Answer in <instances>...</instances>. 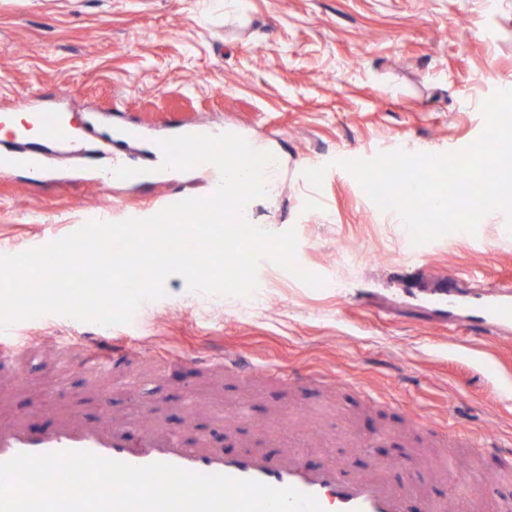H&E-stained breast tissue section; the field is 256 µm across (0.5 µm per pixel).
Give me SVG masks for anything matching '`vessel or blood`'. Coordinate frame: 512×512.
I'll return each mask as SVG.
<instances>
[{
	"label": "vessel or blood",
	"instance_id": "1",
	"mask_svg": "<svg viewBox=\"0 0 512 512\" xmlns=\"http://www.w3.org/2000/svg\"><path fill=\"white\" fill-rule=\"evenodd\" d=\"M44 137L65 140L67 127L58 114L43 111L37 115ZM476 318L488 323H512V281L499 283L493 289L469 299ZM82 353L80 364L93 374H109L120 367L129 356L127 346L105 350L94 344L92 337L78 339ZM200 370L219 375L233 372L248 381L257 376H274L287 390L321 383V372L308 375L287 374L259 366L244 358L224 354L202 356L197 360ZM98 421L89 422L76 413L61 414L55 425L43 432L32 433L20 419H0V462L20 453H58L90 451L101 457L134 466L164 462L197 474H225L235 478L253 479L277 488L293 487L316 497L323 512H413L419 494L413 482H401L392 476L393 467L409 469L414 460L402 454L398 463L372 462L358 470L351 461L330 459L317 466L307 465L302 450L308 442L292 432H284L283 450L268 454L254 449L237 454L224 453L213 447L207 435L184 439L180 434L153 426L130 436L126 422L111 417L108 405H101ZM414 427L433 438H445L454 448L473 449L475 456H489L499 468L512 471V449H503L493 442L481 448L473 446L472 430H447L433 415L421 412L413 421ZM443 475L455 486L473 487L463 506L464 512H479L477 495L483 473L477 468H460L448 463Z\"/></svg>",
	"mask_w": 512,
	"mask_h": 512
}]
</instances>
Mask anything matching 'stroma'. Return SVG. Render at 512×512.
Instances as JSON below:
<instances>
[{
	"label": "stroma",
	"instance_id": "obj_1",
	"mask_svg": "<svg viewBox=\"0 0 512 512\" xmlns=\"http://www.w3.org/2000/svg\"><path fill=\"white\" fill-rule=\"evenodd\" d=\"M512 75V0H0V113L19 100L56 105L76 153L0 123V155L36 150L42 181L24 168L0 175V255L41 247L91 220L147 218L182 197H203L212 179L187 170L112 183L113 156L149 168L148 142L195 128H216L260 144L282 170L245 217L273 232L295 229L297 264L320 276L312 288L263 258L258 286L237 297L191 291L170 277L167 294L131 322L104 327L57 314L18 320L12 343L56 348L69 336L120 338L134 362L112 374V414L131 432L153 403L162 427L207 434L224 451L251 444L276 452L286 402L270 381L243 384L206 376L194 358L237 352L249 361L338 377L308 387L290 425L328 440L304 452L307 464L351 457L395 460L442 448L405 428L422 409L457 428L512 440V338L474 321L448 322L434 298L447 287L469 295L512 278V231L504 214L426 243L411 261L409 238L394 213L379 209L345 159L381 151L445 155L484 128L481 102ZM133 128L132 149L114 151L110 130ZM326 166L321 186L305 176ZM180 355L159 367L153 352ZM95 382L71 363L34 361L22 378L0 374V415L33 431L59 414L99 415ZM199 413L188 425L186 394ZM246 402L249 416L229 433L223 412Z\"/></svg>",
	"mask_w": 512,
	"mask_h": 512
}]
</instances>
